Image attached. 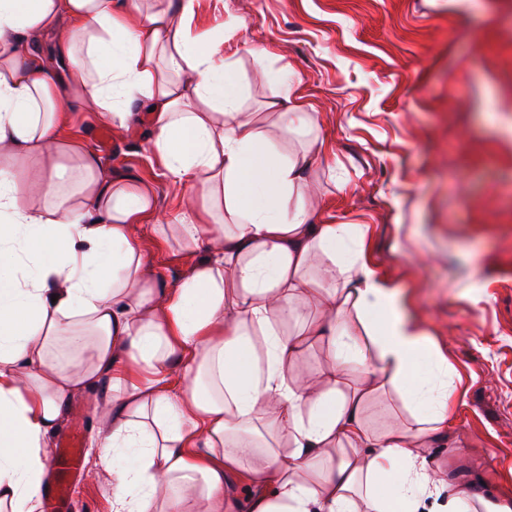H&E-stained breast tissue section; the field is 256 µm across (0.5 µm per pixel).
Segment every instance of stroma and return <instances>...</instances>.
Returning a JSON list of instances; mask_svg holds the SVG:
<instances>
[{"label": "stroma", "instance_id": "stroma-1", "mask_svg": "<svg viewBox=\"0 0 512 512\" xmlns=\"http://www.w3.org/2000/svg\"><path fill=\"white\" fill-rule=\"evenodd\" d=\"M190 27L220 42L245 110L269 112L272 71L317 112L336 154L311 171L323 222L369 225L377 269L448 358L460 405L426 451L433 470L512 497V0H197ZM132 110L127 133L92 111L67 131L178 211L182 190ZM145 255L166 283L192 263L171 238ZM109 393L105 380L74 397L62 430L92 441Z\"/></svg>", "mask_w": 512, "mask_h": 512}]
</instances>
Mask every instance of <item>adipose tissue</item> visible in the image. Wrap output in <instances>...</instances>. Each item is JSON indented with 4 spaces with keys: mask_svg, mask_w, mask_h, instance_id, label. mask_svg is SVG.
<instances>
[{
    "mask_svg": "<svg viewBox=\"0 0 512 512\" xmlns=\"http://www.w3.org/2000/svg\"><path fill=\"white\" fill-rule=\"evenodd\" d=\"M193 9L0 0V512H42L49 437L105 378L88 464L111 512H418L443 485L423 450L448 431V360L373 265L367 225L320 222L309 175L336 156L295 83L260 129ZM51 33L45 58L32 46ZM138 101L188 201L174 216L64 133L80 106L129 129ZM144 223L198 255L173 284L147 268ZM401 388L416 428L372 429L369 401Z\"/></svg>",
    "mask_w": 512,
    "mask_h": 512,
    "instance_id": "obj_1",
    "label": "adipose tissue"
}]
</instances>
